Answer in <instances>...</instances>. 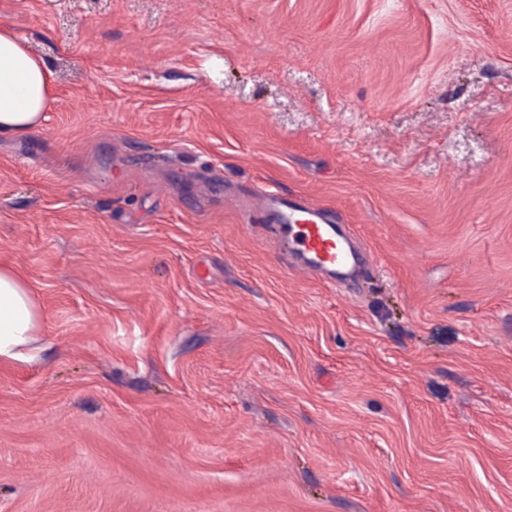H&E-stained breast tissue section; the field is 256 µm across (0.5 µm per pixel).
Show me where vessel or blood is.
Here are the masks:
<instances>
[{
    "label": "vessel or blood",
    "instance_id": "1",
    "mask_svg": "<svg viewBox=\"0 0 512 512\" xmlns=\"http://www.w3.org/2000/svg\"><path fill=\"white\" fill-rule=\"evenodd\" d=\"M245 221L269 225L272 240L280 243L296 270L343 282L366 274L371 267L342 215L308 199L261 192L247 204Z\"/></svg>",
    "mask_w": 512,
    "mask_h": 512
}]
</instances>
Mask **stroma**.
<instances>
[{
    "instance_id": "35a3bbf8",
    "label": "stroma",
    "mask_w": 512,
    "mask_h": 512,
    "mask_svg": "<svg viewBox=\"0 0 512 512\" xmlns=\"http://www.w3.org/2000/svg\"><path fill=\"white\" fill-rule=\"evenodd\" d=\"M0 512H512V0H0ZM370 252L286 265L251 193ZM54 76L7 27H0V133L36 129L52 101ZM244 219L246 224H268L273 242L280 243L296 270L336 283L364 275L371 267L342 215L306 198L263 191L249 201ZM42 325V312L29 283L15 270L0 267V362L34 359Z\"/></svg>"
}]
</instances>
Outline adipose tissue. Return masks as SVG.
<instances>
[{"label":"adipose tissue","instance_id":"1","mask_svg":"<svg viewBox=\"0 0 512 512\" xmlns=\"http://www.w3.org/2000/svg\"><path fill=\"white\" fill-rule=\"evenodd\" d=\"M54 76L6 27H0V133L24 136L36 129L50 102ZM43 316L24 277L0 267V362L34 359Z\"/></svg>","mask_w":512,"mask_h":512}]
</instances>
